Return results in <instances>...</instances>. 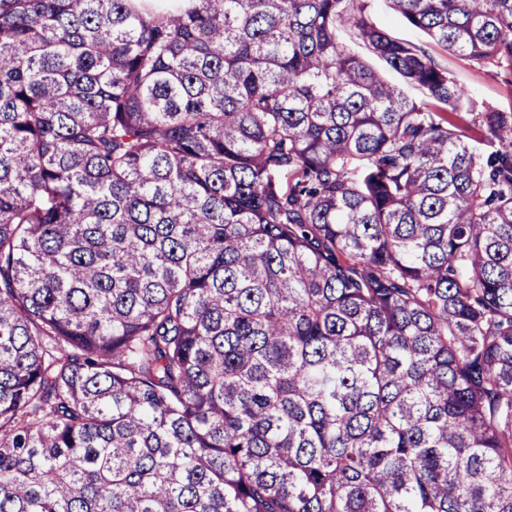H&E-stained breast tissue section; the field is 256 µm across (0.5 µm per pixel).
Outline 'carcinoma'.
<instances>
[{"instance_id": "carcinoma-1", "label": "carcinoma", "mask_w": 512, "mask_h": 512, "mask_svg": "<svg viewBox=\"0 0 512 512\" xmlns=\"http://www.w3.org/2000/svg\"><path fill=\"white\" fill-rule=\"evenodd\" d=\"M370 2L0 0V512H512V112ZM371 18L394 37L412 41H425V37L420 31L406 24L382 0L373 1Z\"/></svg>"}]
</instances>
